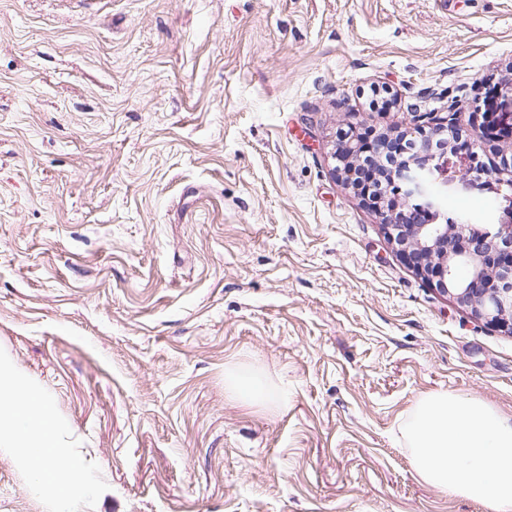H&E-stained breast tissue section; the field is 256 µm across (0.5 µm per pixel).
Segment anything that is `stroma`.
Wrapping results in <instances>:
<instances>
[{"instance_id":"35a3bbf8","label":"stroma","mask_w":512,"mask_h":512,"mask_svg":"<svg viewBox=\"0 0 512 512\" xmlns=\"http://www.w3.org/2000/svg\"><path fill=\"white\" fill-rule=\"evenodd\" d=\"M511 74L512 0H0V369L49 405L73 512H487L405 433L436 393L511 419L512 335L392 253L332 154L411 104L468 125ZM60 507L0 447V512ZM230 389L237 397L249 403H263L269 398L264 384L245 372H238L230 377Z\"/></svg>"}]
</instances>
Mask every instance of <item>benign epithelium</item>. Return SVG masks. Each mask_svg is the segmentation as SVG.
Instances as JSON below:
<instances>
[{"label": "benign epithelium", "instance_id": "7a95c632", "mask_svg": "<svg viewBox=\"0 0 512 512\" xmlns=\"http://www.w3.org/2000/svg\"><path fill=\"white\" fill-rule=\"evenodd\" d=\"M488 112L479 113L480 138L455 140L447 135L458 127L455 113L440 119L426 131L417 107H409L411 131L404 132L413 150L410 156L394 159L385 168L390 187L375 209L383 220L385 238L392 250L430 287L449 295L476 319L512 334V204L495 224H460L451 219L440 224H416L412 214L424 208L436 209L425 195L424 181L447 176L451 159L460 161L463 177L478 182L490 192L506 193L512 200V154L497 155L488 169L482 144L496 139L504 130L512 137V98L498 99L496 93L485 101ZM340 148L333 153L334 172L360 194L358 169L365 156H382L388 151L385 139L367 140L354 128L342 132ZM467 270L461 275V270Z\"/></svg>", "mask_w": 512, "mask_h": 512}]
</instances>
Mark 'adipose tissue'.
Instances as JSON below:
<instances>
[{
	"label": "adipose tissue",
	"mask_w": 512,
	"mask_h": 512,
	"mask_svg": "<svg viewBox=\"0 0 512 512\" xmlns=\"http://www.w3.org/2000/svg\"><path fill=\"white\" fill-rule=\"evenodd\" d=\"M51 414L42 397L0 376V446L20 449L37 487L66 497ZM419 477L442 490L512 512V419L471 399L445 393L424 398L406 434Z\"/></svg>",
	"instance_id": "obj_1"
}]
</instances>
